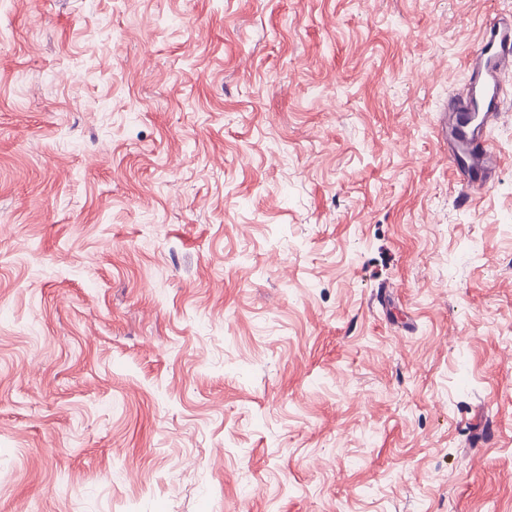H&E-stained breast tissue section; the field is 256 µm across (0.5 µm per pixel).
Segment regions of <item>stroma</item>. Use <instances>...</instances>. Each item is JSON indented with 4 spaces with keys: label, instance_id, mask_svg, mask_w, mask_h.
Listing matches in <instances>:
<instances>
[{
    "label": "stroma",
    "instance_id": "1",
    "mask_svg": "<svg viewBox=\"0 0 512 512\" xmlns=\"http://www.w3.org/2000/svg\"><path fill=\"white\" fill-rule=\"evenodd\" d=\"M512 0H0V512H512ZM109 153H96L98 143ZM478 46V53L467 62L468 84L448 99V114L444 116L447 136L450 129L448 155L462 186L460 200L465 203L487 189L500 167L486 130L500 115L505 99L503 79L512 70L511 18H493Z\"/></svg>",
    "mask_w": 512,
    "mask_h": 512
}]
</instances>
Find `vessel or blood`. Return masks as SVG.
I'll return each mask as SVG.
<instances>
[{
	"mask_svg": "<svg viewBox=\"0 0 512 512\" xmlns=\"http://www.w3.org/2000/svg\"><path fill=\"white\" fill-rule=\"evenodd\" d=\"M478 46L477 54L467 62L468 84L449 98L444 119L450 130L448 155L455 164L464 202L486 190L500 167L486 130L499 115L504 103L503 79L512 72V21L493 18Z\"/></svg>",
	"mask_w": 512,
	"mask_h": 512,
	"instance_id": "obj_1",
	"label": "vessel or blood"
}]
</instances>
